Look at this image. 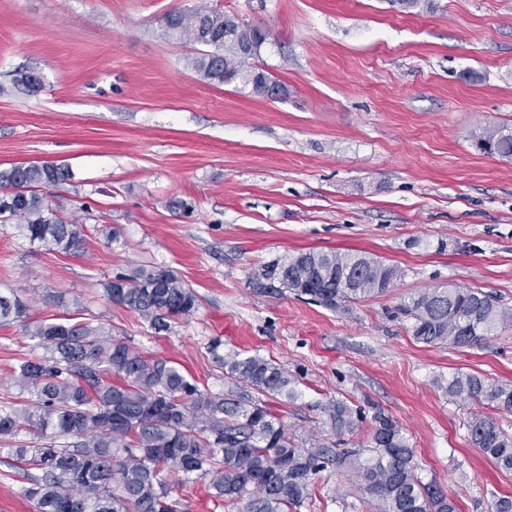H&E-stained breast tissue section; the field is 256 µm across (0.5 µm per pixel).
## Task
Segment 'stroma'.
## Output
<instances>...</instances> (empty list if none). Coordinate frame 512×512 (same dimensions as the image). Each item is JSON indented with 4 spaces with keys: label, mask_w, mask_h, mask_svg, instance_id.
<instances>
[{
    "label": "stroma",
    "mask_w": 512,
    "mask_h": 512,
    "mask_svg": "<svg viewBox=\"0 0 512 512\" xmlns=\"http://www.w3.org/2000/svg\"><path fill=\"white\" fill-rule=\"evenodd\" d=\"M264 28L252 66L276 98L204 79L196 46L170 36L168 13L197 6ZM35 91L15 89L23 73ZM512 129V0H0V167L69 165L50 189L79 217L87 249L65 256L0 224V289L28 320L93 315L138 353L173 361L213 393L230 390L208 347L257 354L297 381L268 398L301 447L343 402L364 419L337 442L367 444L375 411L398 420L423 482L457 512L512 495L475 448L470 405L435 385L455 372L512 382V323L484 343L429 346L398 311L436 287L478 288L512 309V159L477 146ZM358 250L400 267L397 288L331 311L294 294L260 295L252 271L300 251ZM173 270L197 311L156 335L108 301L116 273ZM20 323L0 326V397L11 368L42 357ZM313 512H359L360 494L329 468Z\"/></svg>",
    "instance_id": "obj_1"
}]
</instances>
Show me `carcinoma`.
Instances as JSON below:
<instances>
[{
    "mask_svg": "<svg viewBox=\"0 0 512 512\" xmlns=\"http://www.w3.org/2000/svg\"><path fill=\"white\" fill-rule=\"evenodd\" d=\"M241 27L235 16L199 8L167 20L168 32L208 51L193 67L212 82L253 85L266 72L249 64L244 40L224 39V28ZM489 154L512 158V130L487 127L478 137ZM64 164L0 168V224H14L33 244H50L69 255L86 246L83 227L49 217L43 189L70 181ZM403 271L364 252L308 251L274 260L252 273L258 294L290 292L332 311L397 287ZM109 301L138 315L156 334L192 315L194 289L171 269L140 265L105 284ZM412 320L423 344L457 348L478 345L512 322V311L473 288H431L410 294L398 307ZM27 305L13 289L0 292V323L26 317ZM25 335L48 355L17 361L11 380L26 400L0 401V455L19 464L24 495L35 512H188L173 496L189 476L208 481L215 500L234 512H303L315 476L332 466L355 482L365 512H457L454 500L417 474L415 451L405 428L379 411L368 428L369 455L335 448L323 439L311 448L294 444L288 428L261 395L297 397L288 371L271 359L238 351L209 350L236 386L226 394L200 389L173 362L130 349L112 329L87 318L23 325ZM440 388L453 401L512 414V383L478 373H456ZM329 432L353 429L355 411L338 402L324 408ZM471 443L498 469L512 474V434L489 415L472 413ZM30 435L27 441L21 434Z\"/></svg>",
    "mask_w": 512,
    "mask_h": 512,
    "instance_id": "carcinoma-1",
    "label": "carcinoma"
}]
</instances>
